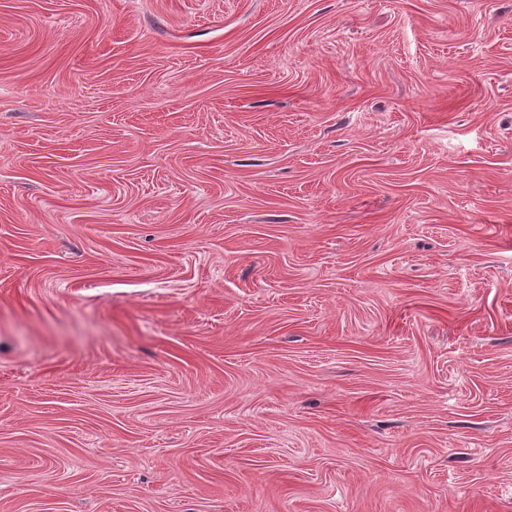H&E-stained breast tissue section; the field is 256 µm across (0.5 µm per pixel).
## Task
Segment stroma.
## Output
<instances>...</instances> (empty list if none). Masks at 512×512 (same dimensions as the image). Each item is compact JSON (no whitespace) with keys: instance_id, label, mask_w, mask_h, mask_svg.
I'll list each match as a JSON object with an SVG mask.
<instances>
[{"instance_id":"35a3bbf8","label":"stroma","mask_w":512,"mask_h":512,"mask_svg":"<svg viewBox=\"0 0 512 512\" xmlns=\"http://www.w3.org/2000/svg\"><path fill=\"white\" fill-rule=\"evenodd\" d=\"M0 512H512V0H0Z\"/></svg>"}]
</instances>
